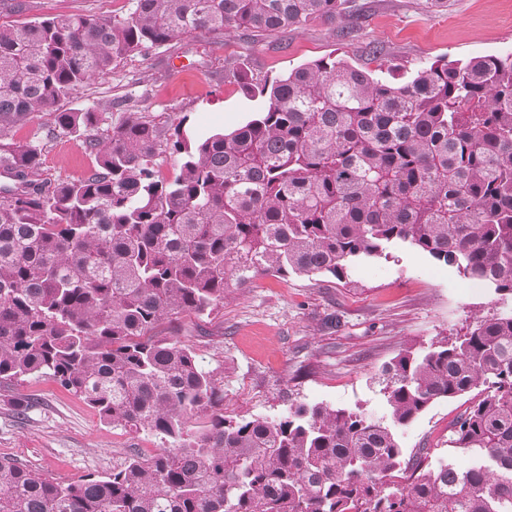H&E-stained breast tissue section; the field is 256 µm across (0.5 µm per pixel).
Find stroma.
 Masks as SVG:
<instances>
[{
    "label": "stroma",
    "mask_w": 512,
    "mask_h": 512,
    "mask_svg": "<svg viewBox=\"0 0 512 512\" xmlns=\"http://www.w3.org/2000/svg\"><path fill=\"white\" fill-rule=\"evenodd\" d=\"M0 0V22L57 15L109 17L127 13L130 0ZM360 30L343 39L342 21H313L288 36L250 32L194 33L121 61L107 76L84 85L62 102L65 110L95 109L120 120L141 112L161 126L186 122L199 137L228 132L262 107L229 74L230 63L247 65L255 78L276 77L329 53L366 67L370 48L395 64L442 57L468 59L512 50V0H448L446 10L421 9L419 0H356ZM49 113L40 112L11 133L14 141L41 139L44 166L55 179H77L96 166L79 139L47 140ZM352 286L336 279L256 276L234 288L211 315L163 323L158 337L193 344L199 364L224 383V414L277 418L290 404H324L388 415L380 391L383 369L400 352L454 341L476 318L499 313L492 288L455 267L406 247L390 259L356 267ZM35 405L22 418L10 410L14 393ZM462 396L433 403L397 435L407 466L448 461L465 468L472 459L449 447V428L469 407ZM158 439L101 422L82 399L48 380L17 391L0 389V458L60 482L104 474L133 454L156 453Z\"/></svg>",
    "instance_id": "35a3bbf8"
}]
</instances>
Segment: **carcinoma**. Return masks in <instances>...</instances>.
<instances>
[{
  "label": "carcinoma",
  "instance_id": "carcinoma-1",
  "mask_svg": "<svg viewBox=\"0 0 512 512\" xmlns=\"http://www.w3.org/2000/svg\"><path fill=\"white\" fill-rule=\"evenodd\" d=\"M351 0H130L124 16L0 23V386L47 379L159 452L61 483L0 459V512H512V314L382 373L390 422L323 404L224 416L196 349L152 334L208 315L230 284L329 274L408 246L512 300V51L402 73L327 56L258 81L264 108L230 133L161 128L140 112L52 113L97 169L45 176L42 147L8 132L117 62L194 31L258 35L360 13ZM181 157L172 180L155 157ZM448 443L477 456L400 486L397 429L475 389ZM207 425L193 434L195 416Z\"/></svg>",
  "mask_w": 512,
  "mask_h": 512
}]
</instances>
